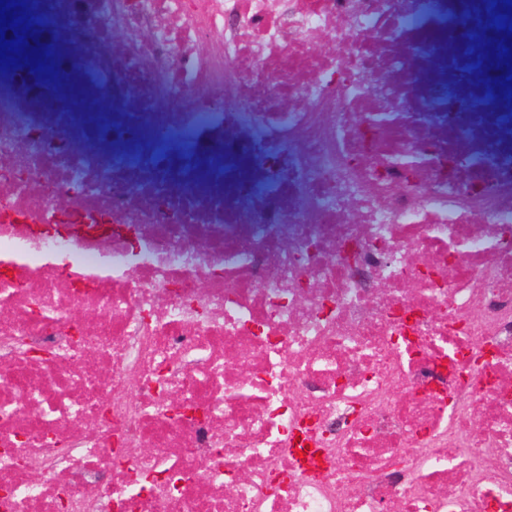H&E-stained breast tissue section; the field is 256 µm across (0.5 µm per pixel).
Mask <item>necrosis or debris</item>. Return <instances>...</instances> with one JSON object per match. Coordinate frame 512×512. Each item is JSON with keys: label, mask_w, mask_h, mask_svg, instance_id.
I'll use <instances>...</instances> for the list:
<instances>
[{"label": "necrosis or debris", "mask_w": 512, "mask_h": 512, "mask_svg": "<svg viewBox=\"0 0 512 512\" xmlns=\"http://www.w3.org/2000/svg\"><path fill=\"white\" fill-rule=\"evenodd\" d=\"M452 2L21 0L0 512H512V16Z\"/></svg>", "instance_id": "obj_1"}]
</instances>
